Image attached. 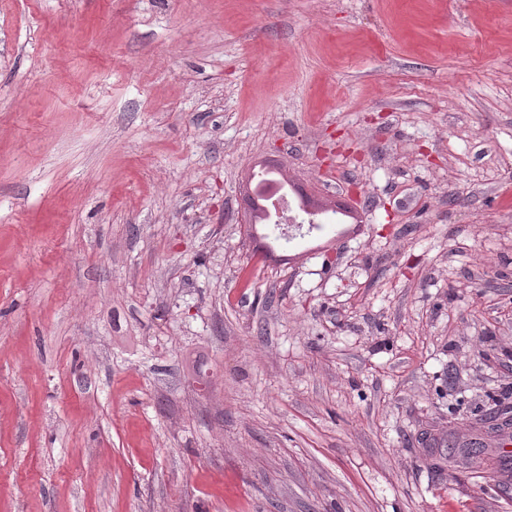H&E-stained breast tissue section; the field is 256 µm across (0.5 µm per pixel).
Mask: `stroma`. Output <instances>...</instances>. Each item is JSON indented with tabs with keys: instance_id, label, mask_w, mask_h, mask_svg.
I'll return each mask as SVG.
<instances>
[{
	"instance_id": "obj_1",
	"label": "stroma",
	"mask_w": 512,
	"mask_h": 512,
	"mask_svg": "<svg viewBox=\"0 0 512 512\" xmlns=\"http://www.w3.org/2000/svg\"><path fill=\"white\" fill-rule=\"evenodd\" d=\"M504 406L512 0H0V512H512ZM250 192V194L245 193L243 196V200L246 204L244 207V216L247 222L244 226L249 238L259 237V239H261L264 237L257 235V226L268 224L266 222V209L264 208L265 196L257 189L256 184L250 189ZM472 448H467L465 451L466 458L472 464L482 467L489 473L495 472V469L500 466L499 459L496 454H493L492 448H487V444L482 437L475 438L474 442H471Z\"/></svg>"
}]
</instances>
